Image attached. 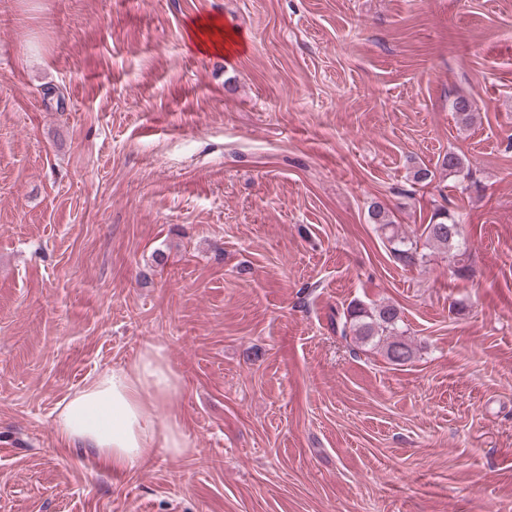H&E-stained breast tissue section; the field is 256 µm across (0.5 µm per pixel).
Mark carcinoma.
Segmentation results:
<instances>
[{
  "mask_svg": "<svg viewBox=\"0 0 512 512\" xmlns=\"http://www.w3.org/2000/svg\"><path fill=\"white\" fill-rule=\"evenodd\" d=\"M452 109L464 123L474 119V102L466 96L457 97L452 103ZM463 158L454 153H446L437 161L436 168L450 173L463 170ZM369 216L373 223L385 230L394 226L389 213L378 204L369 208ZM423 235L426 243L433 244L446 253L451 260L463 255L464 238L462 224L446 212L435 214L429 224L424 226ZM392 243V253L395 259L413 265L417 261V250L409 245L405 238L392 234L389 237ZM402 319L399 310L393 305H378L367 308L361 305H350L345 315L342 333L343 336L353 335L363 342H372L384 350L386 358L394 364H403L410 361L414 355L412 347L403 339Z\"/></svg>",
  "mask_w": 512,
  "mask_h": 512,
  "instance_id": "carcinoma-1",
  "label": "carcinoma"
}]
</instances>
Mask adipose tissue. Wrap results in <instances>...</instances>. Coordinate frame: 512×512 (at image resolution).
<instances>
[{"instance_id":"adipose-tissue-1","label":"adipose tissue","mask_w":512,"mask_h":512,"mask_svg":"<svg viewBox=\"0 0 512 512\" xmlns=\"http://www.w3.org/2000/svg\"><path fill=\"white\" fill-rule=\"evenodd\" d=\"M189 37L208 54L227 53L239 44L214 17L197 20ZM180 390L181 378L163 346L149 342L132 363L100 373L60 404L57 429L115 472L149 462L160 449L182 456L190 451L183 427L175 417L157 413Z\"/></svg>"}]
</instances>
